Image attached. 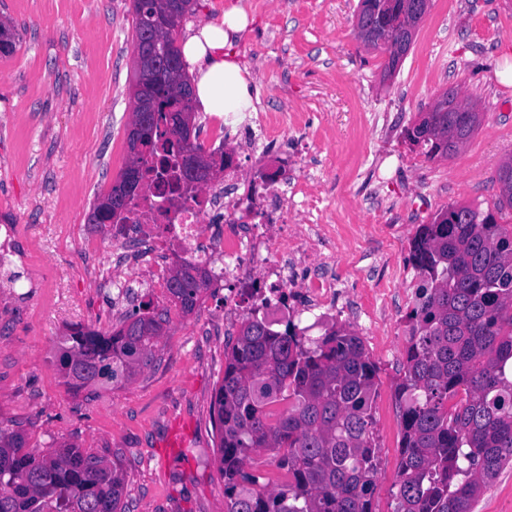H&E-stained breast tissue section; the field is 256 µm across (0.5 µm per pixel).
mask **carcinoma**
Masks as SVG:
<instances>
[{
  "label": "carcinoma",
  "mask_w": 512,
  "mask_h": 512,
  "mask_svg": "<svg viewBox=\"0 0 512 512\" xmlns=\"http://www.w3.org/2000/svg\"><path fill=\"white\" fill-rule=\"evenodd\" d=\"M417 24L391 27L381 77L392 76L409 51ZM178 93L154 107L170 124L161 143L176 166L204 152L180 144L176 114L191 109L193 88L182 72ZM481 112H461L441 94L406 129L428 159L456 153L477 131ZM496 209H512V156L498 169ZM415 272L404 377L396 387L402 420L393 512H474L481 490L512 463V224L468 206L441 209L418 225L410 242ZM183 287L174 288V282ZM206 271L184 261L168 284V301L191 314L208 290ZM169 310L126 318L107 336L76 326L57 352L66 384L79 392L131 379L153 356ZM214 395L225 512H375L372 403L379 367L355 333L333 327L319 338L288 322L268 328L243 321L224 352ZM286 448L278 461L288 483L252 489L261 475L244 465L260 450ZM117 464L70 444L51 451L27 446L0 425V512H126Z\"/></svg>",
  "instance_id": "carcinoma-1"
}]
</instances>
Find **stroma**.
<instances>
[{"label": "stroma", "instance_id": "1", "mask_svg": "<svg viewBox=\"0 0 512 512\" xmlns=\"http://www.w3.org/2000/svg\"><path fill=\"white\" fill-rule=\"evenodd\" d=\"M360 0H198L189 22L243 7L249 25L231 47L253 74L259 112L302 118L276 150L288 180L321 200L333 230L307 276H335L355 309L342 326L377 363L373 437L375 512H393L406 314L417 225L451 204L493 210L494 180L512 156V0H432L388 83L386 56L364 49L354 20ZM15 47L0 54V217L18 224L37 286L0 287V423L20 426L32 448L63 443L117 463L128 512H224L214 393L224 351L240 322H225L224 291L174 314L154 361L121 387L68 389L57 362L76 324L120 328L137 303L115 306L95 280L111 251L85 252L96 198L127 165L133 103L132 0H0ZM484 114L478 131L446 159L427 160L405 130L448 87Z\"/></svg>", "mask_w": 512, "mask_h": 512}]
</instances>
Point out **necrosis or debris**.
<instances>
[{"label":"necrosis or debris","mask_w":512,"mask_h":512,"mask_svg":"<svg viewBox=\"0 0 512 512\" xmlns=\"http://www.w3.org/2000/svg\"><path fill=\"white\" fill-rule=\"evenodd\" d=\"M257 132L240 140L238 154L261 161L288 130L287 114L252 118ZM224 190L181 188L149 183L120 223L110 225L103 241L118 266H125L130 243L157 245V252L139 255L135 264L142 282L165 294L169 262L177 257L209 271L211 287L224 289V316L235 319L261 313L270 325L290 317V287L302 259L320 252L331 232L325 224L288 230V184L267 171L243 180L238 164L224 170ZM224 213V233L213 236L205 219Z\"/></svg>","instance_id":"4bbe7bcc"}]
</instances>
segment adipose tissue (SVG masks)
<instances>
[{
    "mask_svg": "<svg viewBox=\"0 0 512 512\" xmlns=\"http://www.w3.org/2000/svg\"><path fill=\"white\" fill-rule=\"evenodd\" d=\"M248 23L242 7L235 6L217 19L190 31L183 41L185 62L193 76L194 103L216 119L252 111L251 75L227 47Z\"/></svg>",
    "mask_w": 512,
    "mask_h": 512,
    "instance_id": "1",
    "label": "adipose tissue"
}]
</instances>
